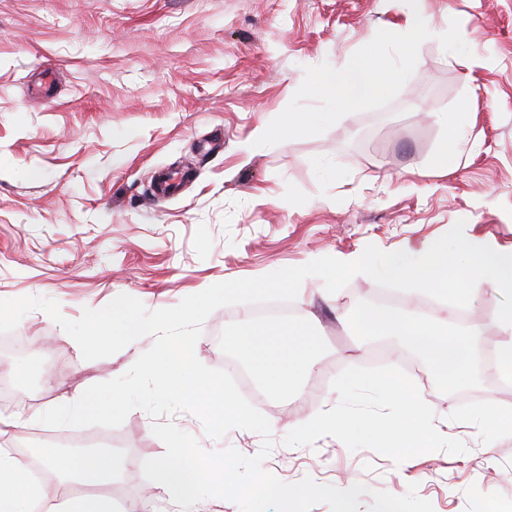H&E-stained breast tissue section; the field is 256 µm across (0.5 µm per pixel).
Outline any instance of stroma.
Segmentation results:
<instances>
[{
	"label": "stroma",
	"instance_id": "obj_1",
	"mask_svg": "<svg viewBox=\"0 0 512 512\" xmlns=\"http://www.w3.org/2000/svg\"><path fill=\"white\" fill-rule=\"evenodd\" d=\"M446 31L459 19L472 58L422 42L413 74L386 109L343 116L323 134L254 146V129L289 104L307 66L338 68L378 30L404 33L415 16ZM52 69L51 87L43 69ZM456 155L448 171L434 158ZM179 192L154 197L159 172ZM512 249V0H0V298L42 296L77 319L126 294L147 309L229 280L258 277L367 245L423 256L459 238ZM382 291L360 274L330 294L306 278L294 302L317 338L314 368L281 390L234 342L261 327L244 305L215 310L195 353L206 366L241 373L242 395L269 420L275 446L263 467L293 484L364 485L404 494L417 484L434 512H512V381L499 383L484 356L500 339L495 304L469 310L402 291L413 310L453 333L477 325L471 380L436 376L413 350L360 336L359 310ZM46 360L0 359V416L22 428L10 445H40L38 416L70 404L92 384L125 373L147 349L133 342L85 360L46 313L15 329ZM423 397L434 445L412 444L403 464L377 426L400 419L376 378ZM344 432L309 434L331 415ZM173 423L206 450L259 452L243 429L213 440L187 412ZM153 420L133 410L111 435L123 463L111 493L117 512H182L163 491L143 496L144 459L162 456Z\"/></svg>",
	"mask_w": 512,
	"mask_h": 512
}]
</instances>
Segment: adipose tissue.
Here are the masks:
<instances>
[{"label": "adipose tissue", "instance_id": "ef3b65f1", "mask_svg": "<svg viewBox=\"0 0 512 512\" xmlns=\"http://www.w3.org/2000/svg\"><path fill=\"white\" fill-rule=\"evenodd\" d=\"M457 251L466 261L465 274H458L448 260V250L435 244L420 259L405 251L389 254L383 261L385 274L416 284L420 289L442 294L453 292L466 304L494 302L498 320L507 335L496 347L501 368L512 373V250L505 251L460 240ZM365 336H390L411 346L432 365L448 364V378L454 382L469 377L474 350L473 333L454 334L410 315L370 306L358 318ZM240 347L257 368L272 370L280 387L294 379L302 357L313 351L311 337L298 333L285 336L278 325L267 332L245 337ZM44 467L57 475L54 484H46L29 474V466L11 448L0 445V512H112V497L106 489L119 469L111 453L100 451L77 457H58L45 461ZM76 476L87 486L82 495L73 494L65 479Z\"/></svg>", "mask_w": 512, "mask_h": 512}]
</instances>
